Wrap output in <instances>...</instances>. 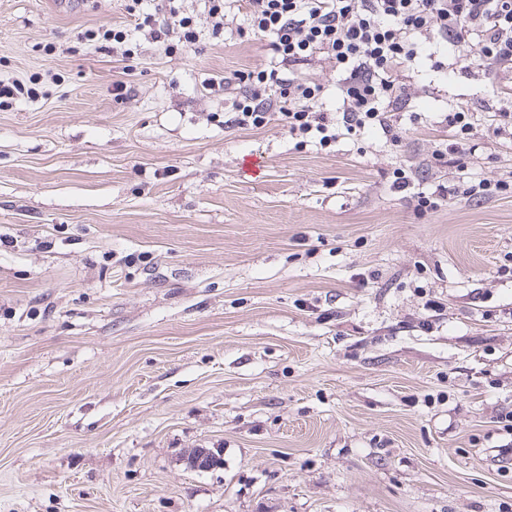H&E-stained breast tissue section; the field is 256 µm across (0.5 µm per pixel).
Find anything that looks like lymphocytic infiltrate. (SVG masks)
<instances>
[{
    "instance_id": "lymphocytic-infiltrate-1",
    "label": "lymphocytic infiltrate",
    "mask_w": 512,
    "mask_h": 512,
    "mask_svg": "<svg viewBox=\"0 0 512 512\" xmlns=\"http://www.w3.org/2000/svg\"><path fill=\"white\" fill-rule=\"evenodd\" d=\"M184 0H164L166 21H158L146 0H130L132 28L101 26L78 32L77 39L129 58L137 52L133 36L182 47L195 45L203 24L212 38L224 34V0H198L186 12ZM247 30L266 36L283 60L304 63L319 55L341 76L342 109L319 107L321 86L303 72L281 76L256 67L239 72L243 90L233 104L234 125L265 127L278 118L290 134L318 136L326 146L345 134L380 126L398 141L390 115L412 98L406 79L426 49L441 41L471 44L478 59L493 68L512 69V0H239Z\"/></svg>"
}]
</instances>
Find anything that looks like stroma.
I'll return each mask as SVG.
<instances>
[{
  "label": "stroma",
  "mask_w": 512,
  "mask_h": 512,
  "mask_svg": "<svg viewBox=\"0 0 512 512\" xmlns=\"http://www.w3.org/2000/svg\"><path fill=\"white\" fill-rule=\"evenodd\" d=\"M49 2L0 0V81L57 75L0 106V512H512V196L413 198L459 182L454 104L471 178H512V78L442 45L399 145L323 148L228 118L255 66L338 111L327 61L233 30L125 59L76 34L126 0Z\"/></svg>",
  "instance_id": "1"
}]
</instances>
